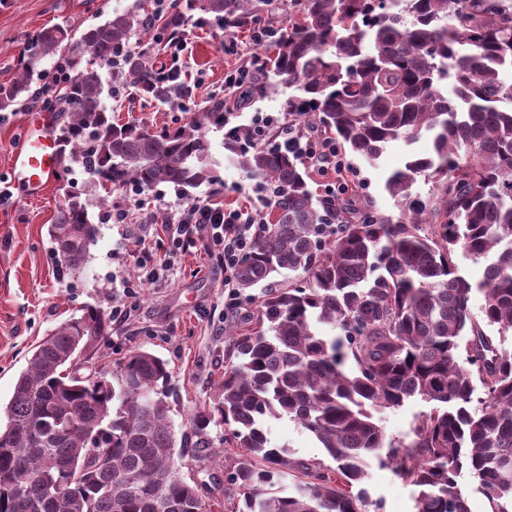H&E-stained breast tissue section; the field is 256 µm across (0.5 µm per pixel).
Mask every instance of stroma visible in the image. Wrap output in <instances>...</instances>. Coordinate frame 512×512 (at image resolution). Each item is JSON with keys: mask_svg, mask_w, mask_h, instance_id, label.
Returning <instances> with one entry per match:
<instances>
[{"mask_svg": "<svg viewBox=\"0 0 512 512\" xmlns=\"http://www.w3.org/2000/svg\"><path fill=\"white\" fill-rule=\"evenodd\" d=\"M135 0H0V82L9 81L19 67L28 39L43 29L60 27L79 34L98 25L113 12L134 13L137 24L129 43L132 52L146 54L157 66L170 62L166 46L157 41L164 21L147 26L155 6L134 7ZM187 47L180 58L183 71L190 78V93L156 101L138 95L129 97L114 88L110 70H103V105L113 120L136 121L150 130L172 129L186 122L191 112L223 104L225 121L205 130L214 160L212 172L224 187L223 203L228 208L253 206L260 216H267L268 203L256 189L258 179L224 155V134L232 127H247L254 113L267 112L279 122H288L283 110L285 96L279 92L255 98L235 106L224 98V73L259 56L265 49L253 37L252 27L225 29L211 15L188 13L179 26ZM39 104H25L0 112V188L10 187V147L17 143L24 127ZM428 139L413 145L395 143L377 165H369L351 154L345 163L357 173L353 193L363 204L385 216H397L399 207L385 189L389 173L402 166L407 153L426 154ZM206 192L198 187L190 193L161 185L153 195L164 199L162 209L131 207L127 223L106 224L102 215L109 202L123 199L124 190L105 191L83 168L57 172L44 194L35 200L10 195L0 201V403L11 397L15 380L27 365L33 349L44 336L70 317L81 316L90 306L111 311L124 300L121 285L136 278L133 261L136 238L159 246L168 219L167 206L185 198H197ZM79 196L90 218L98 226L97 242L90 249L83 270L59 274L54 245L47 233L58 210L69 195ZM236 314H224V278L210 270L202 251L189 250L174 255L160 285L141 291L137 309L126 320L112 324V334L103 350L112 359L123 358L129 351L142 348L162 358L169 371L172 418L176 431L189 427L188 419L196 410L212 405L224 377V340L227 325L240 323L258 304L256 290L240 294ZM431 406L420 399L406 401L402 407L376 413L375 418L387 438L400 440L411 431L421 415ZM272 445L282 448L286 458L305 463H328L329 458L312 434L297 423L282 418L265 426ZM207 434L213 443V460L207 465L191 461L183 472L194 478L198 493L209 512H232L235 501L226 474L237 463L236 449L220 446L221 426L212 424ZM370 501L381 512H416L417 490L399 479L391 467L371 461L363 482Z\"/></svg>", "mask_w": 512, "mask_h": 512, "instance_id": "obj_1", "label": "stroma"}]
</instances>
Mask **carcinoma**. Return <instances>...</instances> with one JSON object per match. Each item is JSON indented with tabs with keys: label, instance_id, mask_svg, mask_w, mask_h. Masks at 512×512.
<instances>
[{
	"label": "carcinoma",
	"instance_id": "cac0c4a2",
	"mask_svg": "<svg viewBox=\"0 0 512 512\" xmlns=\"http://www.w3.org/2000/svg\"><path fill=\"white\" fill-rule=\"evenodd\" d=\"M179 4L177 23L187 10L243 28L270 0ZM131 31V16L118 12L78 37L40 31L17 76L0 83V110L23 105L43 80V59L61 53L70 78L48 105L66 114L64 168L79 163L119 189L171 184L186 192L212 182L204 129L225 122L223 104L161 132L114 123L103 107L101 70L114 64L142 95L168 96L156 66L118 56ZM85 56L97 66H81ZM259 62L265 81L237 102L290 89L288 115L370 165L395 142L431 138L429 154L408 155L386 180L399 215L381 216L353 198H315L296 151L230 129L224 149L272 199L268 232L238 273L239 288L266 292L247 329H224L232 355L216 401L176 440L160 358L132 351L89 373L72 364L80 352L92 359L112 333L111 316L87 308L50 330L16 379L0 425V512H206L181 459L206 460L200 449L212 447V422L239 449L228 474L235 512H369L377 504L353 487L382 457L417 488L416 512H470L458 485L464 470L491 512H512V81L503 78L512 71V3L290 0L285 32ZM420 177L432 182L425 198L411 192ZM48 233L58 271L82 270L98 228L77 197ZM459 252L484 261L478 281L460 274ZM286 272L298 279L274 287ZM478 385L484 398L474 407ZM415 397L430 412L408 441H386L374 413ZM284 417L311 433L335 467L292 462L271 445L264 424ZM74 468L83 471L79 482ZM20 470L32 480L25 490Z\"/></svg>",
	"mask_w": 512,
	"mask_h": 512
}]
</instances>
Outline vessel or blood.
Returning <instances> with one entry per match:
<instances>
[{
  "label": "vessel or blood",
  "instance_id": "obj_1",
  "mask_svg": "<svg viewBox=\"0 0 512 512\" xmlns=\"http://www.w3.org/2000/svg\"><path fill=\"white\" fill-rule=\"evenodd\" d=\"M58 165L57 141L46 130L44 119H35L10 151L11 183L26 197L38 196L48 187Z\"/></svg>",
  "mask_w": 512,
  "mask_h": 512
}]
</instances>
